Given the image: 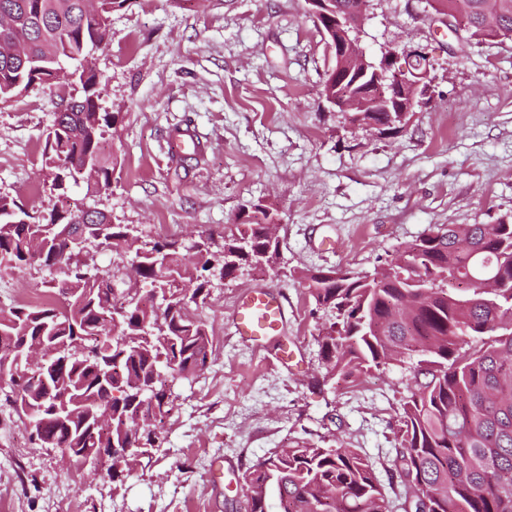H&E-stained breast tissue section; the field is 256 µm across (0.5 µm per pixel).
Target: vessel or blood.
I'll list each match as a JSON object with an SVG mask.
<instances>
[{
  "label": "vessel or blood",
  "mask_w": 512,
  "mask_h": 512,
  "mask_svg": "<svg viewBox=\"0 0 512 512\" xmlns=\"http://www.w3.org/2000/svg\"><path fill=\"white\" fill-rule=\"evenodd\" d=\"M286 313V300L281 293L264 286L253 287L239 297L231 327L240 341L259 347L282 331Z\"/></svg>",
  "instance_id": "obj_1"
}]
</instances>
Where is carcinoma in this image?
I'll list each match as a JSON object with an SVG mask.
<instances>
[{
  "instance_id": "obj_1",
  "label": "carcinoma",
  "mask_w": 512,
  "mask_h": 512,
  "mask_svg": "<svg viewBox=\"0 0 512 512\" xmlns=\"http://www.w3.org/2000/svg\"><path fill=\"white\" fill-rule=\"evenodd\" d=\"M128 0H0V103L32 90L59 98L45 138L43 164L56 203L47 211L0 196V263L28 265L43 225L85 237L87 250L130 257L140 282L122 289L106 270L79 259L50 281L57 302L0 309V352L44 343L67 366L44 378L10 380L4 401L18 420L57 401L112 404V426L91 428L84 414L67 421L45 411L31 437L40 448L78 454L110 447L129 435L143 447L112 451V476L154 446L156 423L174 407L171 385L207 367L208 325L198 316L214 284L247 268L278 272L280 241L267 225L279 221L257 204L224 229L196 241L139 243L135 230L105 212L71 207L72 187L97 194L112 186L115 159L104 155L113 113L101 105L102 75L92 48L110 41V16ZM486 0H445L472 34L482 35ZM495 33L512 37V0H498ZM78 83L83 95L66 98ZM356 121L397 133L396 112H363ZM87 160L83 180L72 164ZM388 264L381 279L350 269L305 275L309 296L330 312L318 343L327 373L356 377L394 362H412V384L402 399L396 431L397 486L388 497L357 448L295 442L247 468L253 495L241 512H512V220L434 227ZM122 307L114 330L112 309Z\"/></svg>"
}]
</instances>
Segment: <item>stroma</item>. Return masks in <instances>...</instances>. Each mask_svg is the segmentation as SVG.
Here are the masks:
<instances>
[{
  "label": "stroma",
  "instance_id": "obj_1",
  "mask_svg": "<svg viewBox=\"0 0 512 512\" xmlns=\"http://www.w3.org/2000/svg\"><path fill=\"white\" fill-rule=\"evenodd\" d=\"M442 0H369L360 44L369 57L418 49L431 92L405 128L350 125L319 94L331 61L305 0H130L97 50L116 118L107 154L112 188L71 190L145 241L220 234L243 208L279 213L278 273L242 271L212 289L208 367L173 387L175 406L148 458L112 480L33 445L0 406V512H237L241 473L291 441L360 449L381 484L411 374L395 365L358 379L327 375L319 320L302 278L347 268L375 274L430 228L512 217V39L453 34ZM57 101L33 90L0 104V195L51 209L41 166ZM204 147L172 163L175 128ZM58 269L0 268V308L44 290ZM288 302L282 334L262 348L232 336L226 318L254 285ZM224 467L223 479L212 473Z\"/></svg>",
  "mask_w": 512,
  "mask_h": 512
}]
</instances>
